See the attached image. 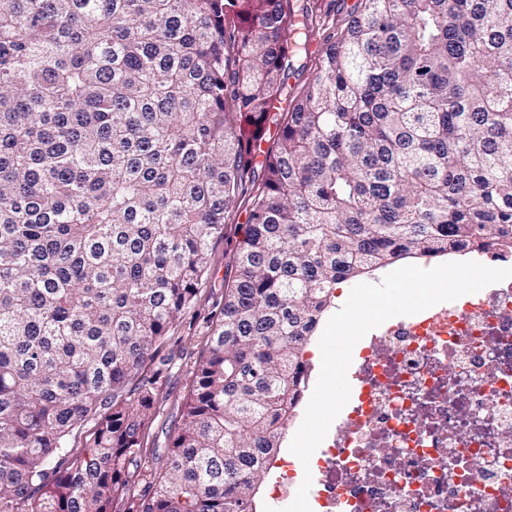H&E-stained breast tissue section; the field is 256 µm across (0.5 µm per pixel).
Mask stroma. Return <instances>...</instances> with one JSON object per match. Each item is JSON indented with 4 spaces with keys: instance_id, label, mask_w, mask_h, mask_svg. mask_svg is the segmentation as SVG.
Returning <instances> with one entry per match:
<instances>
[{
    "instance_id": "35a3bbf8",
    "label": "stroma",
    "mask_w": 512,
    "mask_h": 512,
    "mask_svg": "<svg viewBox=\"0 0 512 512\" xmlns=\"http://www.w3.org/2000/svg\"><path fill=\"white\" fill-rule=\"evenodd\" d=\"M247 211V206H240L237 214L226 224L223 238L214 243L211 268L200 286L196 303L186 311L174 329L177 337L172 345L175 361L160 388L159 402L152 412L149 444L143 454L148 470H155L158 465L157 452L165 451L168 447L181 405L192 388L194 367L211 331L208 314L224 299L226 264L244 236Z\"/></svg>"
}]
</instances>
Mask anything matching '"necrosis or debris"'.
<instances>
[{
	"mask_svg": "<svg viewBox=\"0 0 512 512\" xmlns=\"http://www.w3.org/2000/svg\"><path fill=\"white\" fill-rule=\"evenodd\" d=\"M311 460L316 512H512V280L388 321Z\"/></svg>",
	"mask_w": 512,
	"mask_h": 512,
	"instance_id": "obj_1",
	"label": "necrosis or debris"
}]
</instances>
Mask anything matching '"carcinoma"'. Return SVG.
I'll use <instances>...</instances> for the list:
<instances>
[{
	"instance_id": "cac0c4a2",
	"label": "carcinoma",
	"mask_w": 512,
	"mask_h": 512,
	"mask_svg": "<svg viewBox=\"0 0 512 512\" xmlns=\"http://www.w3.org/2000/svg\"><path fill=\"white\" fill-rule=\"evenodd\" d=\"M323 27L293 0H0V512H255L336 285L512 251V0H359L293 95ZM249 182L135 495L164 348ZM320 41H315L312 44L310 48L311 54L307 59L303 58L295 62V67H298L300 64L301 67H299V69L295 71L294 77L289 81V85H291L294 95H296L304 87V85H306L309 77L313 72V69L315 68V64L317 62V59H315V57L322 47ZM303 65L305 66L304 68H302ZM249 192L250 190L244 197L237 214L229 224H226L224 237L218 239L213 245L211 268L199 286L195 305L186 311L175 329L171 331L172 336L175 338L179 336L181 339L176 343H174L176 339L171 340L165 351L168 353L173 348L175 361L163 380L158 405L152 410L149 444L143 453L141 464L142 466L146 462L144 466L148 469L147 474L153 473L156 467H160L157 454H164L170 444V436L178 421L181 405L192 388L194 367L205 347L206 336L211 331L212 324L208 320V313L218 303L223 302L226 263L244 236L250 204ZM155 450H158L156 455ZM473 253H469V254H466V255H456V256H444V257H441V258H437V259H434L432 260L431 262L429 263H425L424 261H416V260H408V261H402L400 262L399 264H396L394 266H391V267H388L387 269L385 270H381V271H378V272H375L374 275L372 276H369V277H360L352 282H348V283H343V285H345L346 287V290L349 292H351L352 288L358 284H361V283H367V284H372V285H377V284H380L381 281L383 280V278L390 272L396 270V269H399L401 267H404V266H407V265H416V266H419V267H422V268H429L430 266H437L439 264H443V263H450V262H466V261H469L470 260V257L472 256ZM469 258V259H467Z\"/></svg>"
}]
</instances>
